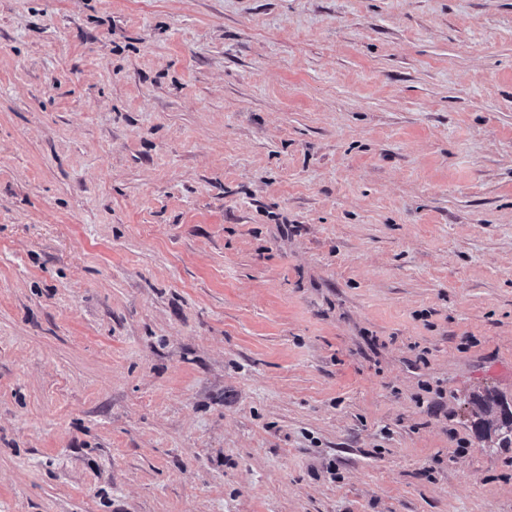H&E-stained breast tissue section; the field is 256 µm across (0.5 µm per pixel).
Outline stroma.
Here are the masks:
<instances>
[{
    "label": "stroma",
    "instance_id": "obj_1",
    "mask_svg": "<svg viewBox=\"0 0 512 512\" xmlns=\"http://www.w3.org/2000/svg\"><path fill=\"white\" fill-rule=\"evenodd\" d=\"M512 0H0V512H512ZM466 404L470 408L473 427L482 439L491 440L494 435L499 445L512 444V408L507 401L486 389L474 393Z\"/></svg>",
    "mask_w": 512,
    "mask_h": 512
}]
</instances>
